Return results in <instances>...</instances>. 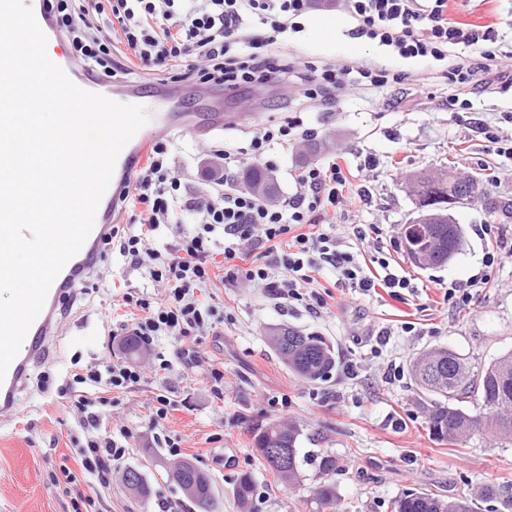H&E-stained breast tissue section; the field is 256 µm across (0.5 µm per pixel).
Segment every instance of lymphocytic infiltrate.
<instances>
[{"label": "lymphocytic infiltrate", "instance_id": "obj_1", "mask_svg": "<svg viewBox=\"0 0 512 512\" xmlns=\"http://www.w3.org/2000/svg\"><path fill=\"white\" fill-rule=\"evenodd\" d=\"M50 2L73 57L84 68L109 77L130 76L135 60L145 68L162 65L163 82L225 90L282 80L295 73L302 97L330 104L350 73L345 66L321 67L272 52L276 36L286 33L289 21L306 13L312 0ZM346 8L356 21L357 37L379 41L404 58H441L452 45L481 46L479 58L461 59L449 71L451 82H467L496 58V31L450 22L448 0H346ZM255 21L270 24L271 35L251 32ZM315 135L295 115L283 124L263 127L247 146L211 147L212 156L223 167L210 171L213 192L205 199L182 191L181 177L168 163L169 140L154 141L147 163L135 174L133 188L120 198L122 209L134 212V224L113 230L112 238L131 265L147 268L153 281L167 286L168 297L157 304L144 294H123L125 305L138 311L132 335L146 344L158 336L185 338L187 344L180 351L185 365L198 363L192 338L210 335L223 320L216 306L198 296L211 282L214 247L219 242L224 245L225 283L262 285L275 298L307 301L316 314L326 301L319 292L308 293L304 287L325 269L335 272L338 289L367 292L378 287H410L407 277L391 271L388 257H378V273L365 271L350 246L339 244L333 236L346 200L365 197L349 167L338 160L303 167L295 178V193L274 203L237 186L233 169L242 158L261 164L270 146L284 149ZM190 213L196 215L197 226L182 231V220ZM163 226L178 229L179 240L160 251L151 248L150 242ZM275 263L284 269L282 278L270 275ZM141 379L134 365L116 362L102 368L88 366L85 372L74 374L72 386L65 388L84 436L76 448L80 474L63 473L65 483H85L72 502L73 512L94 506L91 488L105 480L129 449L128 429L114 432L103 427L102 409L110 404L109 392L130 389Z\"/></svg>", "mask_w": 512, "mask_h": 512}]
</instances>
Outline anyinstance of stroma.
I'll list each match as a JSON object with an SVG mask.
<instances>
[{
	"label": "stroma",
	"instance_id": "stroma-1",
	"mask_svg": "<svg viewBox=\"0 0 512 512\" xmlns=\"http://www.w3.org/2000/svg\"><path fill=\"white\" fill-rule=\"evenodd\" d=\"M448 18L489 25L498 34L496 60L468 84L444 76L463 47H449L444 60L402 58L378 42L354 37L355 21L341 0H313L299 18L300 32L279 35L274 51L320 66L401 70L409 75L404 84L381 89L349 84L331 104L305 99L293 85L278 82L218 90L208 100L199 99L193 84H180L184 111L199 120L219 108L249 115L246 124L213 131L202 141L173 135L170 160L189 176L190 191L208 186L202 174L203 144L243 146L263 125L300 112L322 145L316 161L341 155L361 168L357 181L367 196L350 206L336 235L347 242L354 225H378L381 240L356 244L359 262L369 265L376 245H383L411 286L399 300L380 288L366 295L350 290L342 307L315 314L304 303L273 298L250 283L227 285L223 268H216L207 292L224 321L216 335L200 337L198 367L177 361L178 343L165 337L137 358L141 382L112 395V420L131 430V447L100 486L96 512H157L162 500L172 503L175 512H193L181 491L162 478L161 465L170 459L161 443L167 436L180 439L183 457L210 475L213 512H241L233 489L245 472L257 486L251 512H310L320 482L317 463L302 464L299 483L286 488L252 448L254 430L271 421L296 426L302 452L335 457L330 481L341 512H391L394 498L408 489L448 497L486 485L512 488V444L496 445L483 436L464 444L430 438L423 410L427 396L409 369L413 357L434 347L453 350L477 368L512 351V219L489 213L479 200L451 210L464 242L440 267H415L399 246L400 229L417 210L406 189L408 175L452 161L461 171L485 173L487 197L512 201V158L497 155L476 127L490 122L502 139L512 140V90H500L512 79V0H450ZM315 27L323 33L313 38L309 32ZM454 95L470 101L467 114L449 111L448 99ZM482 224L497 225V235L480 236ZM492 250L505 255L492 281L473 289L469 304L445 303V289L481 272L482 258ZM100 267V279L78 287L48 360L20 392L18 416L0 422V512H70L71 495L55 477L77 467L70 440L78 432L77 415L60 388L75 367L125 361L122 349L104 344L105 328L131 323L129 309L113 305L120 294L143 291L158 302L165 298L163 286L152 282L146 270L133 268L118 249H106ZM406 322L413 323L412 331L403 330ZM277 324L325 336L336 354V367L326 381L308 382L282 363L265 333ZM163 358L170 362L165 370L159 367ZM214 366L224 374L221 381L210 376ZM160 395L172 403L162 421L152 414ZM281 396L287 406L272 405V398ZM127 466L143 469L153 489L150 499L127 492L121 481Z\"/></svg>",
	"mask_w": 512,
	"mask_h": 512
}]
</instances>
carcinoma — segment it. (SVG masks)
<instances>
[{
  "label": "carcinoma",
  "mask_w": 512,
  "mask_h": 512,
  "mask_svg": "<svg viewBox=\"0 0 512 512\" xmlns=\"http://www.w3.org/2000/svg\"><path fill=\"white\" fill-rule=\"evenodd\" d=\"M245 186L259 198L273 197L275 192L261 193L259 185L274 183L270 172L253 166L243 174ZM431 232L441 236V241L431 248L427 261L430 266H441L448 262V228L436 226ZM306 345L283 362L301 378L310 382L326 380L336 366L334 351L326 339L316 333L304 334ZM429 356L440 367L441 375L433 384H424L421 371L431 365L427 360L413 364L416 381L434 396L428 407L429 434L436 441L448 439L466 440L483 431L491 433L500 444L512 443V352L498 357L488 366L473 369L459 354L439 349ZM300 432L270 422L259 428L253 436L252 447L262 459L264 468L274 473L284 484L299 482L302 460L298 442ZM280 441L288 448L293 461L288 469L278 468L268 455V447ZM196 489L192 496L206 502L213 500L212 480L206 472L194 467ZM256 484L252 475L241 474L234 487V495L240 508L252 501ZM483 502H496L512 512V497L494 486H486L469 495L442 497L427 491H409L393 502L392 512H478ZM316 512H336V489L328 480H323L314 492Z\"/></svg>",
  "instance_id": "1"
}]
</instances>
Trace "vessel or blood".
<instances>
[{"mask_svg": "<svg viewBox=\"0 0 512 512\" xmlns=\"http://www.w3.org/2000/svg\"><path fill=\"white\" fill-rule=\"evenodd\" d=\"M49 43L56 47L55 64L64 69L78 87L102 94L123 104L144 105L146 100L157 101V111L148 113L147 124L142 127L120 152L114 166L110 183L98 206L94 226L80 250L65 264L52 283L42 311L30 326L19 353L10 364L4 381L0 382V420L11 419L19 409L20 391L26 387L31 372L46 352L47 342L59 331L61 321L57 316V305L61 296L69 289L86 283L95 273L97 248L103 238L111 234L113 205L124 187L132 180L135 171L142 166L153 140L160 134L174 130L199 136L205 127L221 128L243 121V114L224 116L214 112L208 125H200L190 112L171 113L170 102L173 88L160 83L153 84L151 95H144L138 84H114L94 77L79 67L69 53L66 42L59 33L49 0H27Z\"/></svg>", "mask_w": 512, "mask_h": 512, "instance_id": "1", "label": "vessel or blood"}]
</instances>
